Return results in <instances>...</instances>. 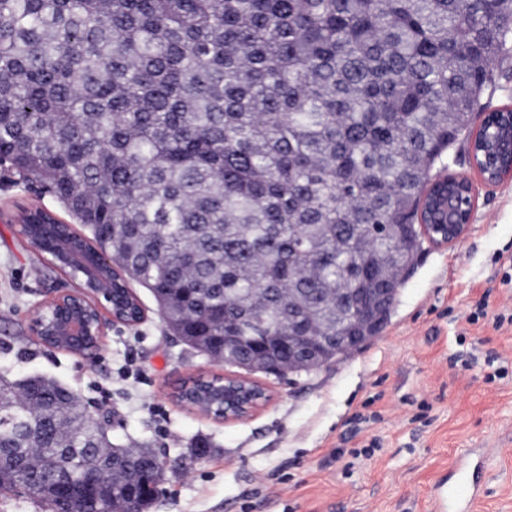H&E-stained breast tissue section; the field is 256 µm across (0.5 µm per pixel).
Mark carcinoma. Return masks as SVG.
I'll return each instance as SVG.
<instances>
[{
  "label": "carcinoma",
  "mask_w": 512,
  "mask_h": 512,
  "mask_svg": "<svg viewBox=\"0 0 512 512\" xmlns=\"http://www.w3.org/2000/svg\"><path fill=\"white\" fill-rule=\"evenodd\" d=\"M512 55L506 0H0V162L41 184L224 362L257 344L348 332L345 288H378L400 232L419 238L437 162L469 139L492 64ZM221 378L183 380L201 400ZM108 428L53 381L0 389V481L45 512H112L155 484L79 487Z\"/></svg>",
  "instance_id": "carcinoma-1"
}]
</instances>
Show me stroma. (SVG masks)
Listing matches in <instances>:
<instances>
[{"label":"stroma","instance_id":"35a3bbf8","mask_svg":"<svg viewBox=\"0 0 512 512\" xmlns=\"http://www.w3.org/2000/svg\"><path fill=\"white\" fill-rule=\"evenodd\" d=\"M81 224L39 184L0 165V374L52 377L111 416L114 444L170 461L148 512H431L429 490L471 448L486 457L475 512H512V182L478 184L454 244H423L378 338L341 362L284 378L253 373L272 396L245 421L176 402L175 383L228 368L183 344L139 284L144 320L110 328L95 356L46 351L37 303L77 279L52 268L19 232L20 209ZM489 313L470 321L481 300ZM497 359L505 376L489 377ZM204 455H196L198 446ZM373 456L361 457L365 446Z\"/></svg>","mask_w":512,"mask_h":512}]
</instances>
